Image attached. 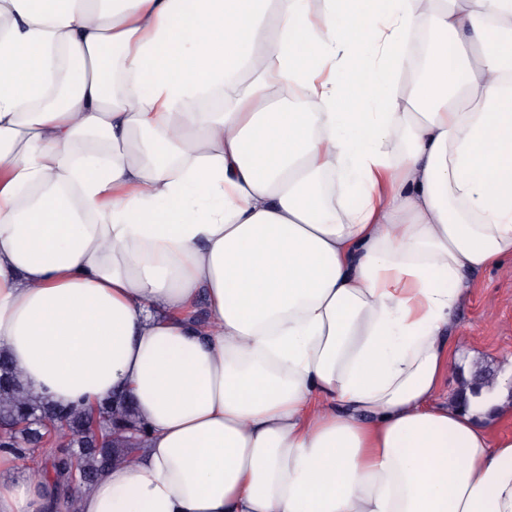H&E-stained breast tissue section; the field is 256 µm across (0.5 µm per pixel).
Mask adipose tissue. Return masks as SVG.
Wrapping results in <instances>:
<instances>
[{
  "mask_svg": "<svg viewBox=\"0 0 512 512\" xmlns=\"http://www.w3.org/2000/svg\"><path fill=\"white\" fill-rule=\"evenodd\" d=\"M507 258L512 0H0V353L147 434L80 512H512V401L438 396Z\"/></svg>",
  "mask_w": 512,
  "mask_h": 512,
  "instance_id": "ef3b65f1",
  "label": "adipose tissue"
}]
</instances>
